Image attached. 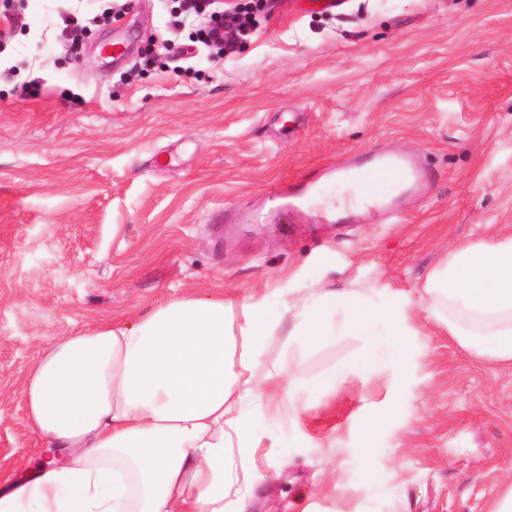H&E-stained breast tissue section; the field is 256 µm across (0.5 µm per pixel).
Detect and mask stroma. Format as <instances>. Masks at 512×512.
<instances>
[{
	"instance_id": "1",
	"label": "stroma",
	"mask_w": 512,
	"mask_h": 512,
	"mask_svg": "<svg viewBox=\"0 0 512 512\" xmlns=\"http://www.w3.org/2000/svg\"><path fill=\"white\" fill-rule=\"evenodd\" d=\"M221 59L175 0H0V473L45 444L20 397L45 348L190 292L255 302L317 275L407 300L402 374L351 371L362 341L272 336L259 371L299 362L294 448L258 454L246 512H497L512 492V363L429 318L454 249L512 233V0H253ZM108 13L81 39L71 13ZM121 40L125 58L102 45ZM419 154L398 218L339 224L274 194L377 150ZM335 379V392L313 387ZM395 415L364 423L391 391Z\"/></svg>"
}]
</instances>
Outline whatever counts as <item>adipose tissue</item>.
I'll list each match as a JSON object with an SVG mask.
<instances>
[{
    "label": "adipose tissue",
    "instance_id": "obj_1",
    "mask_svg": "<svg viewBox=\"0 0 512 512\" xmlns=\"http://www.w3.org/2000/svg\"><path fill=\"white\" fill-rule=\"evenodd\" d=\"M425 289L428 315L461 346L512 361V234L450 252ZM282 329L300 345L361 337L352 369L366 376L407 362L405 305L353 289L241 305L187 294L103 323L51 343L30 371L27 423L62 458L0 479V512H225L254 451L279 445L273 414L294 408L284 369L261 376L255 361Z\"/></svg>",
    "mask_w": 512,
    "mask_h": 512
}]
</instances>
